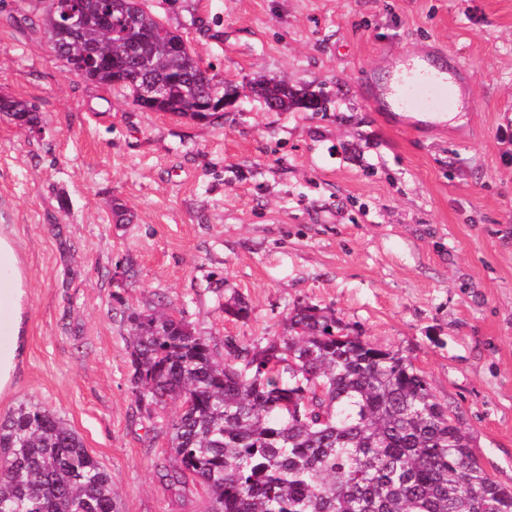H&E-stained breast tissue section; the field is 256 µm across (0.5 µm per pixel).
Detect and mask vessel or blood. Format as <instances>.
Listing matches in <instances>:
<instances>
[{
	"mask_svg": "<svg viewBox=\"0 0 512 512\" xmlns=\"http://www.w3.org/2000/svg\"><path fill=\"white\" fill-rule=\"evenodd\" d=\"M398 77L392 86L381 88L399 108H414L431 113L448 111L455 100L448 91L453 80L444 61L426 55L407 54L396 64Z\"/></svg>",
	"mask_w": 512,
	"mask_h": 512,
	"instance_id": "1",
	"label": "vessel or blood"
}]
</instances>
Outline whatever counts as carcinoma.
I'll return each mask as SVG.
<instances>
[{"mask_svg":"<svg viewBox=\"0 0 512 512\" xmlns=\"http://www.w3.org/2000/svg\"><path fill=\"white\" fill-rule=\"evenodd\" d=\"M105 0H77V30L43 29L67 71L128 92L167 87L147 107L206 121L214 83L190 48L136 0H111L126 20L112 32L96 14ZM59 0V10L73 6ZM110 55L88 66L92 55ZM254 92L279 112L326 110L321 95L261 78ZM0 112L38 125L37 108L0 96ZM132 394L138 405L180 402L167 421L172 486L193 481L207 512H512V490L495 482L469 437L397 351L353 335L316 305L297 306L286 334L249 345L227 338L219 353L167 310L131 309ZM0 512H121L112 475L55 412L23 402L0 415Z\"/></svg>","mask_w":512,"mask_h":512,"instance_id":"obj_1","label":"carcinoma"}]
</instances>
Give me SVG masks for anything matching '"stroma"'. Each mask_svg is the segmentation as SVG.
Returning <instances> with one entry per match:
<instances>
[{
    "label": "stroma",
    "instance_id": "1",
    "mask_svg": "<svg viewBox=\"0 0 512 512\" xmlns=\"http://www.w3.org/2000/svg\"><path fill=\"white\" fill-rule=\"evenodd\" d=\"M235 107L198 122L65 72L43 0H0V225L30 288L23 356L0 414L58 413L111 473L122 512H204L168 485L165 423L137 406L128 310L166 308L216 348L285 333L297 306L400 352L512 488V0H142ZM444 52L465 123L389 110L363 74ZM328 98L271 112L260 78ZM133 215L114 223L113 201ZM245 302L246 317L225 314ZM0 112L12 116L20 125L26 127L38 125L37 108L26 100L1 95Z\"/></svg>",
    "mask_w": 512,
    "mask_h": 512
}]
</instances>
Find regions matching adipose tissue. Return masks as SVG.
<instances>
[{
  "label": "adipose tissue",
  "mask_w": 512,
  "mask_h": 512,
  "mask_svg": "<svg viewBox=\"0 0 512 512\" xmlns=\"http://www.w3.org/2000/svg\"><path fill=\"white\" fill-rule=\"evenodd\" d=\"M27 280L12 229L0 225V393L8 391L22 356Z\"/></svg>",
  "instance_id": "1"
}]
</instances>
